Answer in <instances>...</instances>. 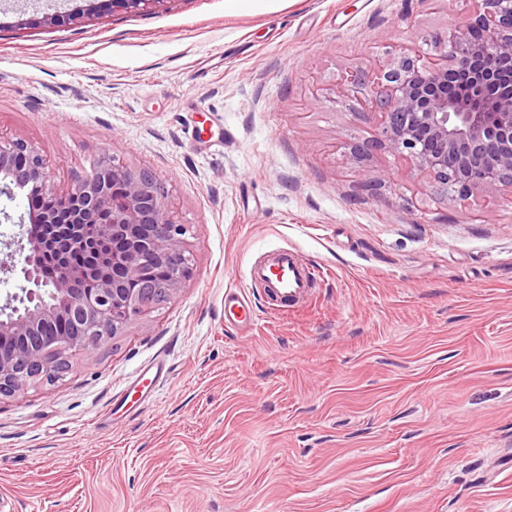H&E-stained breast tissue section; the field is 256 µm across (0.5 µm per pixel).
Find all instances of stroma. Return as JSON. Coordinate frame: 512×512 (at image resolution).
I'll return each instance as SVG.
<instances>
[{"label": "stroma", "mask_w": 512, "mask_h": 512, "mask_svg": "<svg viewBox=\"0 0 512 512\" xmlns=\"http://www.w3.org/2000/svg\"><path fill=\"white\" fill-rule=\"evenodd\" d=\"M476 8L0 0V138L60 192L112 154L152 169L193 254L163 309L0 401V512H512V200L371 146L344 83ZM28 211L0 196V264ZM280 247L316 275L291 309L246 279ZM224 319L240 326L253 325L255 321L251 304L235 289L230 288L224 295Z\"/></svg>", "instance_id": "stroma-1"}]
</instances>
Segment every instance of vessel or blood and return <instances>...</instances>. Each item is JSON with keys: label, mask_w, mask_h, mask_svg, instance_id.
I'll return each instance as SVG.
<instances>
[{"label": "vessel or blood", "mask_w": 512, "mask_h": 512, "mask_svg": "<svg viewBox=\"0 0 512 512\" xmlns=\"http://www.w3.org/2000/svg\"><path fill=\"white\" fill-rule=\"evenodd\" d=\"M251 282L269 288L279 299L291 302L303 300L313 283V273L301 262L294 250L276 249L265 259L251 267ZM224 318L242 326L252 325L255 316L251 304L237 290H229L224 296Z\"/></svg>", "instance_id": "b4317fda"}]
</instances>
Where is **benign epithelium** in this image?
I'll return each instance as SVG.
<instances>
[{"instance_id":"benign-epithelium-1","label":"benign epithelium","mask_w":512,"mask_h":512,"mask_svg":"<svg viewBox=\"0 0 512 512\" xmlns=\"http://www.w3.org/2000/svg\"><path fill=\"white\" fill-rule=\"evenodd\" d=\"M111 2L114 11L139 13L163 0ZM479 2L463 24L434 37L441 57L403 52L349 79L376 115L372 145L406 158L460 200L477 189L512 192V0ZM17 189L53 206L29 215L40 225L28 229L21 267L30 287L7 300L10 313L0 319V400L61 379L72 353L147 319L177 294L193 260L186 225L166 209V183L149 169L114 156L58 194L34 146L0 140V194ZM86 224L112 238V256L93 270L68 259L90 244Z\"/></svg>"}]
</instances>
